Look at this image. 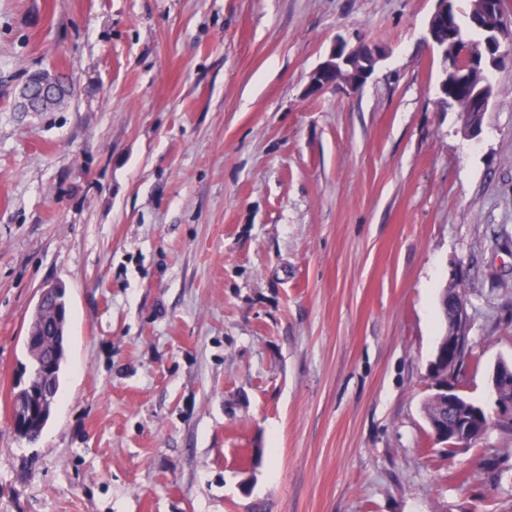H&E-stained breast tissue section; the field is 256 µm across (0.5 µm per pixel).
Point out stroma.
<instances>
[{
	"instance_id": "stroma-1",
	"label": "stroma",
	"mask_w": 512,
	"mask_h": 512,
	"mask_svg": "<svg viewBox=\"0 0 512 512\" xmlns=\"http://www.w3.org/2000/svg\"><path fill=\"white\" fill-rule=\"evenodd\" d=\"M433 9L0 0V512H512V435L428 449L451 279L469 397L493 409L512 360V63L466 136ZM339 37L384 55L309 94ZM41 68L68 105L14 111ZM48 283L67 361L29 442L11 392Z\"/></svg>"
}]
</instances>
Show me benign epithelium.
I'll use <instances>...</instances> for the list:
<instances>
[{
    "instance_id": "obj_1",
    "label": "benign epithelium",
    "mask_w": 512,
    "mask_h": 512,
    "mask_svg": "<svg viewBox=\"0 0 512 512\" xmlns=\"http://www.w3.org/2000/svg\"><path fill=\"white\" fill-rule=\"evenodd\" d=\"M488 37L484 44L469 43L465 48L453 45L454 65L448 68V0H435L434 10L424 36L426 45L440 55L442 79L438 90L443 99L457 107L460 116L469 112L479 111L484 114L491 98V85L486 83L466 100H460L448 91V73L461 82H466L475 73H484L497 65L500 59H512L511 49H502V41L512 33V18L502 15L494 27H487ZM378 55L370 51L368 62L360 63V47H352L342 37L335 39L329 49L327 58L310 75L309 91L317 93L332 86L345 84L351 88L361 86L373 71ZM445 294L443 302L450 305L458 326L457 333L443 339L439 344L435 361L430 364V371L445 368L448 381L435 385L437 396L451 405L458 404V398L464 392L461 369L465 358L461 349L467 342L469 331L468 301L461 291ZM62 290L56 285H46L40 290L36 308L44 310L52 305H60ZM54 365L38 360L29 362L23 367L14 385L15 394L11 398L10 423L16 435L26 438L34 430L45 425L48 410L53 403L42 396L45 385L51 380ZM512 378L509 363L500 360L493 366L489 376V384L495 398V412L488 414L481 406L468 402L470 418L461 419L452 430H444L431 424L433 437L439 441L448 439L456 443L458 448H467L469 443L482 437L493 425L495 420L504 416L512 417V397L503 395V386Z\"/></svg>"
}]
</instances>
